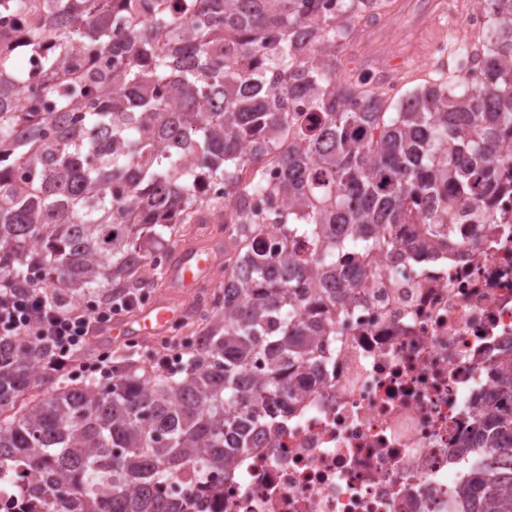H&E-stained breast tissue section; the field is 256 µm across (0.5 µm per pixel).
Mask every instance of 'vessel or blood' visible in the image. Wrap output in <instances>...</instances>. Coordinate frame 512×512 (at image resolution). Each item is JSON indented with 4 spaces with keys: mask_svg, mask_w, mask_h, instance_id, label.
<instances>
[{
    "mask_svg": "<svg viewBox=\"0 0 512 512\" xmlns=\"http://www.w3.org/2000/svg\"><path fill=\"white\" fill-rule=\"evenodd\" d=\"M217 250L214 243L174 248L164 270L167 295L159 297L135 318H119L102 326L96 333L97 339L103 343H120L161 333L180 314L170 300L171 295L191 296L211 272Z\"/></svg>",
    "mask_w": 512,
    "mask_h": 512,
    "instance_id": "1",
    "label": "vessel or blood"
}]
</instances>
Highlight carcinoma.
<instances>
[{"mask_svg":"<svg viewBox=\"0 0 512 512\" xmlns=\"http://www.w3.org/2000/svg\"><path fill=\"white\" fill-rule=\"evenodd\" d=\"M43 0L29 29L42 57V97L23 101L26 61L0 40V285L107 302L150 287L164 243L203 211L230 213L234 242L250 263L218 284L175 372L128 357L112 377L75 380L49 370L44 342L0 339V467L42 472L30 492L40 512L69 498L76 512H183L163 490L187 467L228 470L252 432L270 427L265 408L288 400L285 370L315 360L317 343L365 286L368 257L397 239L384 224H445L453 209L499 220L492 199L512 191V0H492L493 41L481 77L456 95L432 84L391 112L381 86L339 77L336 49L357 19L379 16V0ZM132 29L112 39V24ZM98 32L97 69L74 52L72 33ZM177 30L166 46L160 36ZM283 69L301 84L306 109L288 108L292 88L269 82ZM280 162L271 188L264 171ZM205 176L233 198L204 197ZM266 193L259 213L250 198ZM272 224L302 243L277 257L258 236ZM357 253L354 274L338 268ZM497 407L475 424L484 446L512 448V362H494ZM37 392L14 413L16 399ZM112 484L103 501L95 480ZM479 512H512L493 462L477 489Z\"/></svg>","mask_w":512,"mask_h":512,"instance_id":"obj_1","label":"carcinoma"}]
</instances>
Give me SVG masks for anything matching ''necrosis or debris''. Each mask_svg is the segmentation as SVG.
<instances>
[{
    "instance_id": "obj_1",
    "label": "necrosis or debris",
    "mask_w": 512,
    "mask_h": 512,
    "mask_svg": "<svg viewBox=\"0 0 512 512\" xmlns=\"http://www.w3.org/2000/svg\"><path fill=\"white\" fill-rule=\"evenodd\" d=\"M3 35L37 91L26 15H0ZM493 204L498 223L434 225L448 245L434 257L373 256L234 472L184 471L164 497L185 512H461L482 457L474 415L498 399L489 363L512 359V193ZM38 479L0 469V512H37Z\"/></svg>"
}]
</instances>
